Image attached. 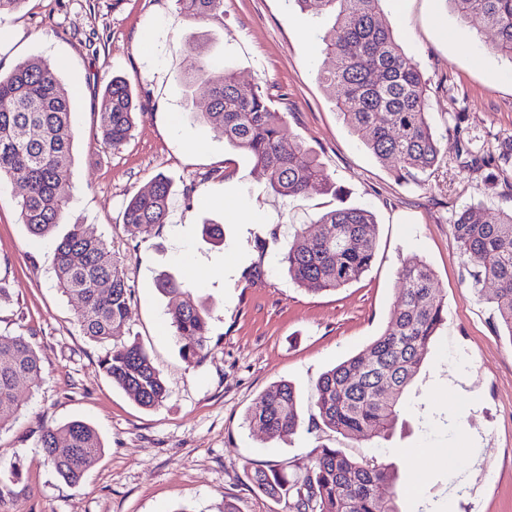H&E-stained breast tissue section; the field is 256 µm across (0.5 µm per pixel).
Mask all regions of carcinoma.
<instances>
[{"instance_id": "carcinoma-1", "label": "carcinoma", "mask_w": 512, "mask_h": 512, "mask_svg": "<svg viewBox=\"0 0 512 512\" xmlns=\"http://www.w3.org/2000/svg\"><path fill=\"white\" fill-rule=\"evenodd\" d=\"M316 2L332 17L322 41L334 58L318 80L334 98L340 116L362 145L395 176L424 174L438 161L440 147L429 122L427 83L395 39L384 18V0H295ZM457 19L495 34L494 54L512 61V0H447ZM178 17L203 21L224 13V0H177ZM187 87H207V103L190 113L224 141L248 153L268 192L290 197L319 184L341 190L325 175L312 152L287 133L281 115L261 89H243L229 70L215 73L190 55ZM136 105L128 84L117 78L101 100L104 145L120 149L130 136ZM73 131L69 98L56 70L37 58L23 59L0 74V180L23 185L20 216L30 233L44 237L61 223L68 199L62 191L71 162ZM173 195L171 181L156 176L148 190L128 202L124 224L150 235L166 223ZM376 222L364 208L342 205L296 230L280 263L300 286L335 291L357 281L370 268L376 250ZM460 255L471 267L472 286H495V309L512 338V212L492 213L481 203L465 206L452 224ZM54 270L63 293L79 302L86 336L109 344L101 366L112 383L139 406L150 409L167 397L166 385L148 352L127 343L132 288L118 272L112 250L84 224H75L55 246ZM396 315L385 331L355 356L323 373L316 382L315 409L323 425L345 437L386 438L397 424L402 397L419 370L444 320V302L433 270L415 254L399 270ZM160 291L182 295L172 314L174 336L184 340L182 357L191 361L207 348L203 310L171 276ZM40 375L34 346L22 334H0V430L18 414L17 387ZM299 399L287 382L268 386L246 421L270 440L300 427ZM44 458L59 478L78 485L102 453L98 433L75 420L47 428L39 438ZM399 479L393 464L359 461L325 447L307 464L257 470L253 482L266 493L291 500V512H400L387 494Z\"/></svg>"}]
</instances>
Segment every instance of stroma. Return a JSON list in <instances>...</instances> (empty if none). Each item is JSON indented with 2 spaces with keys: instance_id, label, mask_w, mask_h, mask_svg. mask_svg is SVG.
<instances>
[{
  "instance_id": "obj_1",
  "label": "stroma",
  "mask_w": 512,
  "mask_h": 512,
  "mask_svg": "<svg viewBox=\"0 0 512 512\" xmlns=\"http://www.w3.org/2000/svg\"><path fill=\"white\" fill-rule=\"evenodd\" d=\"M394 35L428 83V112L440 141L437 165L397 179L350 133L317 79L327 64L330 24L294 0H224L223 15L180 20L176 0H25L0 16V72L24 58L59 68L74 133L62 224L37 239L20 218V184L0 183V332L34 344L41 375L16 390L17 418L0 430V462H19V480L0 488V512H289L260 492L255 469L303 464L321 448L392 463L401 512H512V339L493 304L471 287L452 234L466 204L512 210V63L491 54L492 31L460 25L446 0H406L386 9ZM231 69L258 86L290 132L314 153L345 205L376 221L371 267L349 286L310 292L277 256L300 225L339 200L321 188L280 198L266 191L251 157L192 121L206 91H187L188 55ZM126 79L135 126L118 150L100 137L102 94ZM173 183L168 219L151 235L123 223L129 199L157 174ZM75 224L107 240L134 290L130 338L142 345L168 391L155 408L113 385L107 348L84 335L79 304L58 287L56 238ZM219 224L223 240L203 232ZM422 257L442 290L446 320L404 395L388 439L346 438L314 417L322 373L357 354L395 316L398 270ZM182 282L209 320L207 347L188 362L171 327L178 297L158 278ZM292 383L300 428L266 439L246 415L270 385ZM471 431H457L458 411ZM92 425L103 451L83 481H61L38 444L43 429Z\"/></svg>"
}]
</instances>
